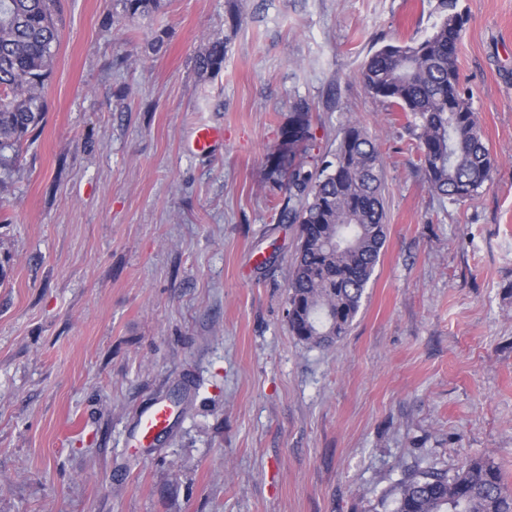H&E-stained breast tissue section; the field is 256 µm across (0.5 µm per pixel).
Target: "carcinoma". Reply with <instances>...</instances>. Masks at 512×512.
Masks as SVG:
<instances>
[{
	"instance_id": "obj_1",
	"label": "carcinoma",
	"mask_w": 512,
	"mask_h": 512,
	"mask_svg": "<svg viewBox=\"0 0 512 512\" xmlns=\"http://www.w3.org/2000/svg\"><path fill=\"white\" fill-rule=\"evenodd\" d=\"M133 18L160 0H119ZM439 20L421 39L386 44L364 62L366 91L403 113L417 130L419 162L435 194L473 197L493 178L486 143L458 67L466 17L457 0H440ZM58 0H0V174L20 163L24 143L44 121V89L59 41ZM198 70L218 71L224 42L197 56ZM271 174L287 177L281 217L299 227L288 283V325L300 341L330 346L345 335L361 306L385 243L382 155L357 123L341 132L332 159L307 168L315 136L300 104L283 127ZM390 512H512V489L491 456L467 460L453 475L423 470L396 483L382 506Z\"/></svg>"
}]
</instances>
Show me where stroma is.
Wrapping results in <instances>:
<instances>
[{"label":"stroma","mask_w":512,"mask_h":512,"mask_svg":"<svg viewBox=\"0 0 512 512\" xmlns=\"http://www.w3.org/2000/svg\"><path fill=\"white\" fill-rule=\"evenodd\" d=\"M458 9L497 169L455 203L359 77L439 0H62L45 122L0 184V512H384L406 474L485 455L512 486V0ZM299 103L316 154L356 122L384 163L386 241L328 348L288 328L269 176ZM200 126L222 138L195 155ZM156 400L169 434L136 447ZM198 70L219 71L224 64V43L223 41L212 42L203 53L197 56Z\"/></svg>","instance_id":"35a3bbf8"}]
</instances>
